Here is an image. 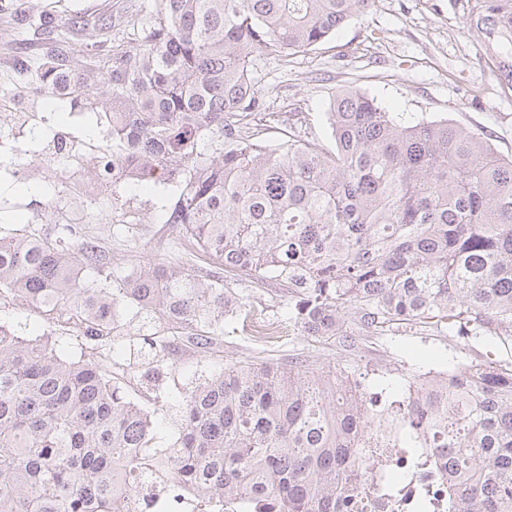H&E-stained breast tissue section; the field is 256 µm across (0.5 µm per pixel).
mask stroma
I'll return each mask as SVG.
<instances>
[{"label":"stroma","instance_id":"1","mask_svg":"<svg viewBox=\"0 0 512 512\" xmlns=\"http://www.w3.org/2000/svg\"><path fill=\"white\" fill-rule=\"evenodd\" d=\"M505 0H375L364 16L352 19L335 37L288 61L261 57L256 61V87L271 108L307 113L314 135L332 140L327 118L333 96L353 88L374 97L404 123L446 119L482 134L502 155L512 158V28L486 24L491 7ZM71 10L110 12L120 20L119 37L135 45L154 0H67ZM45 51L33 29H20L0 15V116L21 112L26 123L47 124L73 145L70 167L97 172L100 187L70 210L83 233L98 237L113 258L115 276L126 275L143 260L176 255L167 235L163 188L116 187L103 171L107 143L104 118L69 108L50 111L38 98L35 69ZM51 142L27 144L15 154L11 142H0V227L51 232L48 224H32L33 213L51 206L60 171L51 169ZM282 288L273 283L249 289L258 316L286 324L277 342L256 343L249 326L235 322L213 354L189 349L165 355L168 369L158 388L162 400L173 402L225 364L248 357L257 362L307 363L361 380L372 371L396 372L421 365L448 343L438 336L405 333L384 336L373 344L346 349L302 336L288 323Z\"/></svg>","mask_w":512,"mask_h":512}]
</instances>
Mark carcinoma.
Segmentation results:
<instances>
[{
  "instance_id": "obj_1",
  "label": "carcinoma",
  "mask_w": 512,
  "mask_h": 512,
  "mask_svg": "<svg viewBox=\"0 0 512 512\" xmlns=\"http://www.w3.org/2000/svg\"><path fill=\"white\" fill-rule=\"evenodd\" d=\"M373 2L155 0L145 36L122 48L102 40L110 18L73 15L63 33L62 0L34 17L25 0L0 2L62 43L36 84L69 74L65 102L105 116L112 183L172 187L164 223L209 265L278 282L289 319L318 342L403 330L446 336L452 353L400 396L384 375L374 391L239 361L182 398L178 436L160 449L152 414L94 353L127 328L112 311L158 325L151 351L206 352L226 317L254 306L173 257L118 280L96 242L71 246L69 225L54 239L0 230V306L73 324L91 345L69 361L52 334L0 324V512H129L151 481L207 506L350 512L367 448L425 449L448 473V512H512V158L446 119L407 125L356 90L333 98L327 146L256 90V57L313 50Z\"/></svg>"
}]
</instances>
